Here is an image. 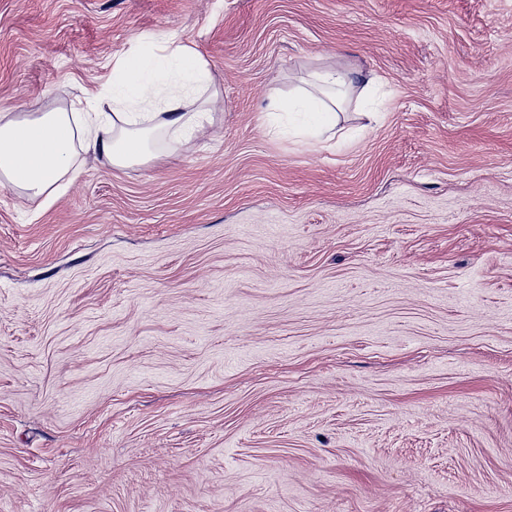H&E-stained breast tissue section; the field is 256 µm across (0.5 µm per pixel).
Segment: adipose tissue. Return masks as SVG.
Wrapping results in <instances>:
<instances>
[{
	"instance_id": "obj_1",
	"label": "adipose tissue",
	"mask_w": 512,
	"mask_h": 512,
	"mask_svg": "<svg viewBox=\"0 0 512 512\" xmlns=\"http://www.w3.org/2000/svg\"><path fill=\"white\" fill-rule=\"evenodd\" d=\"M210 83L199 52L179 46L165 55L119 59L112 70L111 109L98 101L84 108L73 104L42 112H1L0 185L22 203L47 201L76 177L78 153L125 169L159 159L160 137L182 148L222 106ZM351 84L349 72L336 62L311 74L298 94L274 99L270 110L303 113L299 135L329 141Z\"/></svg>"
}]
</instances>
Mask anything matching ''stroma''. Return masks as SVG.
<instances>
[{
  "instance_id": "1",
  "label": "stroma",
  "mask_w": 512,
  "mask_h": 512,
  "mask_svg": "<svg viewBox=\"0 0 512 512\" xmlns=\"http://www.w3.org/2000/svg\"><path fill=\"white\" fill-rule=\"evenodd\" d=\"M178 45L210 134L0 187V512H512V0H0V113ZM308 87L288 98H276L270 104V116L278 112H300L306 116L297 135L330 141L336 137V117L352 85L349 72L336 59L321 72H315L306 81Z\"/></svg>"
}]
</instances>
